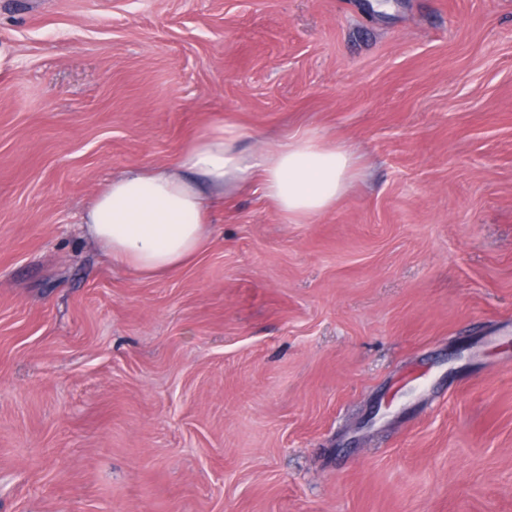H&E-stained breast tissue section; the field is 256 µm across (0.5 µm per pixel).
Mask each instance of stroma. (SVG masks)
<instances>
[{
    "label": "stroma",
    "mask_w": 512,
    "mask_h": 512,
    "mask_svg": "<svg viewBox=\"0 0 512 512\" xmlns=\"http://www.w3.org/2000/svg\"><path fill=\"white\" fill-rule=\"evenodd\" d=\"M0 512H512V0H0ZM361 174L177 273L81 216L218 123Z\"/></svg>",
    "instance_id": "obj_1"
}]
</instances>
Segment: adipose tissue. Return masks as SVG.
<instances>
[{
	"label": "adipose tissue",
	"mask_w": 512,
	"mask_h": 512,
	"mask_svg": "<svg viewBox=\"0 0 512 512\" xmlns=\"http://www.w3.org/2000/svg\"><path fill=\"white\" fill-rule=\"evenodd\" d=\"M250 134L216 124L168 165L133 166L113 176L82 222L114 262L147 278L172 273L206 247L225 196L259 184L274 209L302 224L333 208L357 173L354 153L313 131L260 151Z\"/></svg>",
	"instance_id": "1"
}]
</instances>
